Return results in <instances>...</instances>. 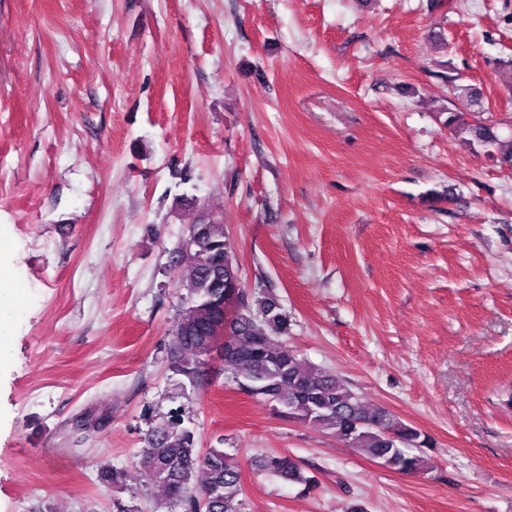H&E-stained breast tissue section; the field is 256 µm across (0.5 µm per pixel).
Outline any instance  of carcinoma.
I'll return each mask as SVG.
<instances>
[{"label": "carcinoma", "mask_w": 512, "mask_h": 512, "mask_svg": "<svg viewBox=\"0 0 512 512\" xmlns=\"http://www.w3.org/2000/svg\"><path fill=\"white\" fill-rule=\"evenodd\" d=\"M461 98V103L442 109L447 114L445 124L470 135L480 146L496 148L499 122L481 116L483 110L469 89H462ZM190 231L195 237L184 249L190 260L174 261L175 283L186 295L170 333V369L194 383L206 364L215 327L223 319L221 305L230 303L242 276L220 215L207 213L190 225ZM289 322L288 311L266 291L235 307L230 318L233 341L224 350V361L237 367L232 380L239 389L290 419L330 431L390 470H423L424 455L410 449L431 447L429 439L385 407L368 405L345 380L300 357L286 342ZM255 465L286 482H313L286 455L261 457ZM137 473L149 477L169 512H241L238 460L222 448L200 451L195 431L177 410L147 432L134 470L105 469L100 479L130 489Z\"/></svg>", "instance_id": "cac0c4a2"}]
</instances>
